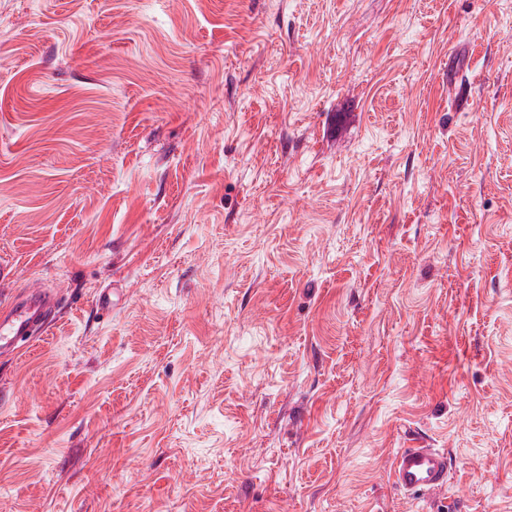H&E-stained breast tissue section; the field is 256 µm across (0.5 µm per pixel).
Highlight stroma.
I'll list each match as a JSON object with an SVG mask.
<instances>
[{
    "instance_id": "obj_1",
    "label": "stroma",
    "mask_w": 512,
    "mask_h": 512,
    "mask_svg": "<svg viewBox=\"0 0 512 512\" xmlns=\"http://www.w3.org/2000/svg\"><path fill=\"white\" fill-rule=\"evenodd\" d=\"M0 268V512H512V0H0ZM29 290L1 306L0 348L13 349L24 336L44 332L48 313L64 295L60 288H41L37 282ZM449 468L448 453L442 448L423 444L400 448L391 459L389 482L416 505L448 487Z\"/></svg>"
}]
</instances>
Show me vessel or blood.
Returning <instances> with one entry per match:
<instances>
[{
  "label": "vessel or blood",
  "mask_w": 512,
  "mask_h": 512,
  "mask_svg": "<svg viewBox=\"0 0 512 512\" xmlns=\"http://www.w3.org/2000/svg\"><path fill=\"white\" fill-rule=\"evenodd\" d=\"M63 296L60 289H44L30 283L21 296L0 305V348H14L26 336L43 334L48 313ZM450 463L444 449L417 445L399 449L389 469V482L394 490L418 502L448 486Z\"/></svg>",
  "instance_id": "1"
}]
</instances>
